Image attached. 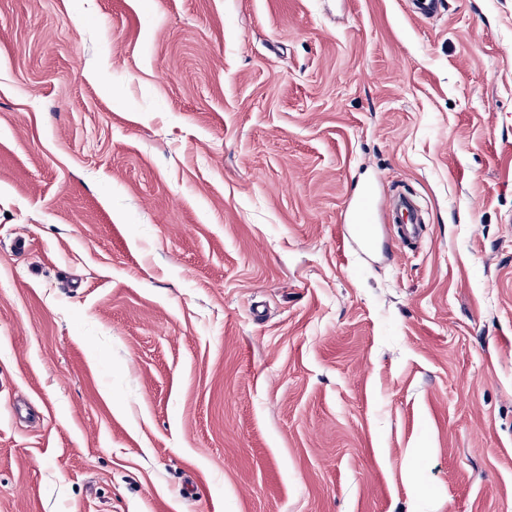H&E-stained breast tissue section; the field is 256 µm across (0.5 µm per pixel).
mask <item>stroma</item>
Listing matches in <instances>:
<instances>
[{
    "mask_svg": "<svg viewBox=\"0 0 512 512\" xmlns=\"http://www.w3.org/2000/svg\"><path fill=\"white\" fill-rule=\"evenodd\" d=\"M442 2L0 0V512H512V0ZM376 207V200L364 194L356 202L351 212L350 223L345 225L347 235L356 238L363 247H369L372 242L373 226L371 222Z\"/></svg>",
    "mask_w": 512,
    "mask_h": 512,
    "instance_id": "stroma-1",
    "label": "stroma"
}]
</instances>
